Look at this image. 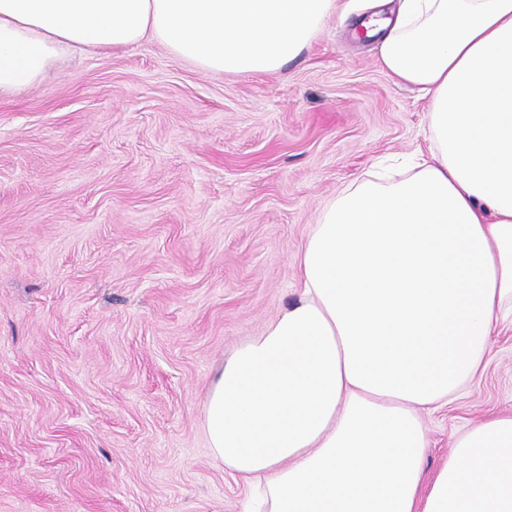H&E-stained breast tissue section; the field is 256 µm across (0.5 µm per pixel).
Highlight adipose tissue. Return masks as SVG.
<instances>
[{
  "label": "adipose tissue",
  "instance_id": "ef3b65f1",
  "mask_svg": "<svg viewBox=\"0 0 512 512\" xmlns=\"http://www.w3.org/2000/svg\"><path fill=\"white\" fill-rule=\"evenodd\" d=\"M336 0H0V95L61 51L152 38L207 71L274 74ZM380 60L427 103L428 153L380 164L304 238L297 299L212 381L202 425L240 512H512V413L427 473L421 417L512 327V0H401Z\"/></svg>",
  "mask_w": 512,
  "mask_h": 512
}]
</instances>
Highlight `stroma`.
<instances>
[{
  "mask_svg": "<svg viewBox=\"0 0 512 512\" xmlns=\"http://www.w3.org/2000/svg\"><path fill=\"white\" fill-rule=\"evenodd\" d=\"M337 0L273 75L205 71L146 40L63 51L0 96V512H237L209 448L217 369L300 287L336 194L426 150V103ZM512 412V330L424 415L428 471Z\"/></svg>",
  "mask_w": 512,
  "mask_h": 512,
  "instance_id": "35a3bbf8",
  "label": "stroma"
}]
</instances>
